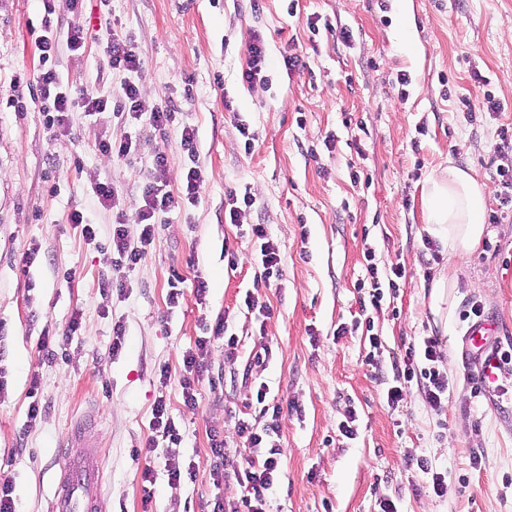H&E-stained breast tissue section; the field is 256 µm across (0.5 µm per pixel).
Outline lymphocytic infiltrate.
<instances>
[{"label":"lymphocytic infiltrate","instance_id":"obj_1","mask_svg":"<svg viewBox=\"0 0 512 512\" xmlns=\"http://www.w3.org/2000/svg\"><path fill=\"white\" fill-rule=\"evenodd\" d=\"M103 52L110 58L112 73L119 81L117 102H110L107 98L85 91L72 92L70 86L64 84L55 71L44 70L36 78L35 92L42 102L50 105L51 124L64 125L71 108L77 106L91 115L108 110L126 126L145 120L158 129L176 132L183 152L187 156H195L196 130L184 122L180 112L168 102L148 106L141 101L139 88L133 79L134 74L141 68V60L131 39L112 35L104 44ZM203 183L201 171L192 166L187 169L180 187L169 189L167 157L164 153H156L139 198L141 232L138 246L130 245L122 225H115L112 229L110 246L116 269H129L138 264L155 240L160 216L174 209L196 204ZM366 261L363 281L370 290L371 306L377 308L384 299L385 291L399 290L401 283L407 279V273L398 265L380 269L371 253L367 254ZM217 341L223 342L226 356L236 354L238 339L229 334L226 319H219L215 323L210 336L198 337L194 348L186 351L183 356L179 386L187 409H195L197 405L199 386L206 372V360ZM442 360L443 354L437 337L427 336L420 342L409 343L403 364L396 369L397 384L387 391L388 402L398 403L402 396V384L413 382L422 388L432 409H441L448 399V373L439 367ZM267 394L268 388L263 384L258 385L254 391L255 401L265 419L263 426H255L247 420L237 424V435L244 447L250 451L244 461L235 466L229 465L224 456L223 439L216 435L211 438V452L215 459L214 476L235 478L239 485L251 490L250 496L237 501H225L224 512H268L266 493L281 475L280 446L275 443L274 437L278 433L283 407L279 403L268 402ZM150 429L152 435L144 443L146 465L142 471V478L147 482L154 477L151 461L160 441H168L174 446L180 445L182 441L180 430L168 412L165 397H158L154 403Z\"/></svg>","mask_w":512,"mask_h":512}]
</instances>
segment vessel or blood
<instances>
[{
  "label": "vessel or blood",
  "mask_w": 512,
  "mask_h": 512,
  "mask_svg": "<svg viewBox=\"0 0 512 512\" xmlns=\"http://www.w3.org/2000/svg\"><path fill=\"white\" fill-rule=\"evenodd\" d=\"M501 326L495 316L471 323L465 333L468 355L477 370L478 378L490 375L499 363L500 344L496 337ZM86 424L71 432L67 461L61 471L57 492L50 503L51 512H97L102 496V471L94 462L86 438Z\"/></svg>",
  "instance_id": "b4317fda"
}]
</instances>
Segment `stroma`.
Returning a JSON list of instances; mask_svg holds the SVG:
<instances>
[{
	"label": "stroma",
	"instance_id": "35a3bbf8",
	"mask_svg": "<svg viewBox=\"0 0 512 512\" xmlns=\"http://www.w3.org/2000/svg\"><path fill=\"white\" fill-rule=\"evenodd\" d=\"M84 0L72 9L55 0L59 32L90 30L83 49L59 43L41 62L35 39L42 0H0V471L11 475L20 512H46L64 464V445L91 417L103 467L104 512H213L246 489L215 483L212 435L225 457L246 450L238 420H260L253 384L265 383L283 404L279 419L281 470L268 492L270 512H512V363L493 395L475 392L462 354L472 303L495 313L502 348L512 347V215L490 224L480 249L462 260L432 258L423 193L448 162L470 170L494 192L497 169L512 170V148L495 150L497 132L512 126V0ZM323 27L312 31L309 18ZM349 39H342L341 31ZM131 38L141 60L136 77L147 104L173 102L195 127L198 152L188 159L176 133L148 122L132 129V164L101 155L97 144L119 137L111 112L69 115L67 132L47 124L33 98V76L54 70L73 89L113 97L108 32ZM262 37L266 79L249 84L247 46ZM301 55L288 69L284 56ZM409 82L402 85L398 74ZM492 95L498 111H471ZM255 135L245 153L240 124ZM168 158V182L180 187L189 165L205 181L199 203L166 214L154 243L122 274L125 295L100 290L117 274L108 240L115 215L92 193L109 181L123 193L130 238L140 231L137 199L154 153ZM363 172L352 183L351 169ZM248 191V223L265 225L283 255L281 275L257 287L260 270L239 227L224 221L228 189ZM83 212L97 229L86 244L66 217ZM39 253L30 269L21 258ZM240 254L237 269L225 246ZM379 268L404 267L407 281L379 310L361 309L356 287L365 252ZM455 273L447 324L429 309L430 284L441 269ZM184 279L180 306L167 303L172 273ZM207 280L205 305L192 294ZM274 309L259 323L244 305L247 291ZM82 327L67 336L73 312ZM227 316L238 355L215 346L195 410L183 405L177 380L185 352L203 324ZM372 319L381 344L371 348L361 324ZM125 326L123 349L112 354V324ZM345 335H337V328ZM58 334L53 358L39 354L43 330ZM437 337L448 373V400L433 410L417 385L387 402L393 368L409 342ZM273 351L268 364L248 356L259 338ZM172 380L161 388L159 370ZM39 378L42 410L27 426L28 393ZM166 396L181 425L179 447L157 456L193 463L195 477L170 483L164 469L141 479L136 451L149 434L152 407ZM355 409L357 432L339 424ZM416 451L431 468L407 466ZM441 474L433 491L431 473Z\"/></svg>",
	"mask_w": 512,
	"mask_h": 512
}]
</instances>
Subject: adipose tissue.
I'll list each match as a JSON object with an SVG mask.
<instances>
[{
    "label": "adipose tissue",
    "mask_w": 512,
    "mask_h": 512,
    "mask_svg": "<svg viewBox=\"0 0 512 512\" xmlns=\"http://www.w3.org/2000/svg\"><path fill=\"white\" fill-rule=\"evenodd\" d=\"M491 205V197L478 180L452 163L431 178L423 194L428 231L452 258L465 257L478 248Z\"/></svg>",
    "instance_id": "1"
}]
</instances>
